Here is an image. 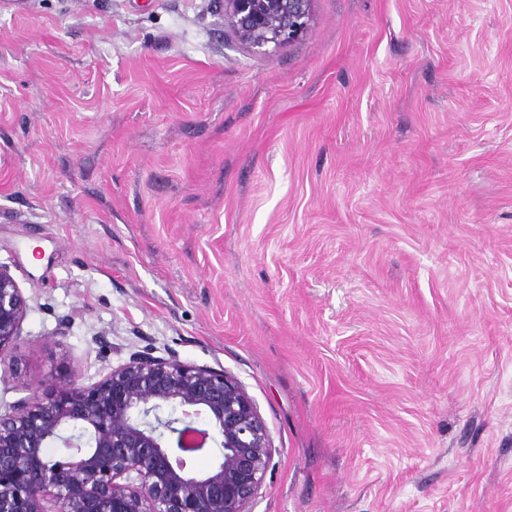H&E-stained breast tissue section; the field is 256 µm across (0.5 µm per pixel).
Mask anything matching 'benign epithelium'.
Instances as JSON below:
<instances>
[{"label": "benign epithelium", "mask_w": 512, "mask_h": 512, "mask_svg": "<svg viewBox=\"0 0 512 512\" xmlns=\"http://www.w3.org/2000/svg\"><path fill=\"white\" fill-rule=\"evenodd\" d=\"M313 2L222 0L224 26L252 52L282 48L311 30ZM28 307L0 264V361ZM208 442L217 460L191 468ZM54 443L65 459L46 454ZM271 467L269 431L235 377L150 353L0 413V512H252Z\"/></svg>", "instance_id": "1"}]
</instances>
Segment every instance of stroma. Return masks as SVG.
Listing matches in <instances>:
<instances>
[{"label": "stroma", "instance_id": "obj_1", "mask_svg": "<svg viewBox=\"0 0 512 512\" xmlns=\"http://www.w3.org/2000/svg\"><path fill=\"white\" fill-rule=\"evenodd\" d=\"M0 411L148 351L268 427L252 512H512V0H0ZM314 0H224V27L252 52L291 45L311 30ZM28 300L6 266L0 264V363L20 336Z\"/></svg>", "mask_w": 512, "mask_h": 512}]
</instances>
